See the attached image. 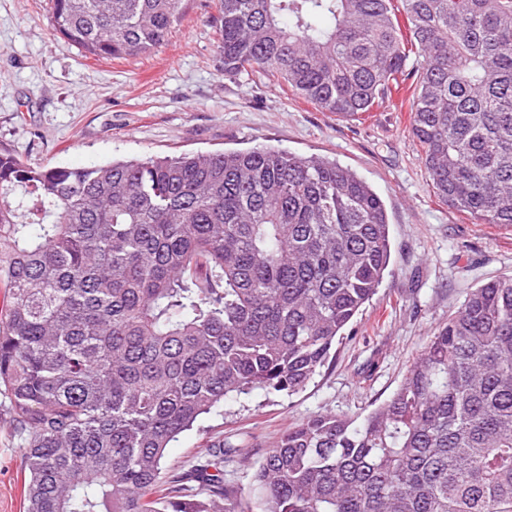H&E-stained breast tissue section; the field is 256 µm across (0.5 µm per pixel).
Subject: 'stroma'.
Masks as SVG:
<instances>
[{
	"mask_svg": "<svg viewBox=\"0 0 512 512\" xmlns=\"http://www.w3.org/2000/svg\"><path fill=\"white\" fill-rule=\"evenodd\" d=\"M215 12V0H182L161 47L107 59L54 29L51 0H0V149L31 163L79 168L271 145L336 160L382 198L390 266L325 366L297 393L256 389L226 401L166 451L165 483L210 448L231 442L246 449L225 461L224 481L240 489L241 512H255L254 467L288 426L378 407L470 289L512 277V227L476 223L433 195L404 94L345 121L274 78H226L210 22ZM23 445L0 395V512H25Z\"/></svg>",
	"mask_w": 512,
	"mask_h": 512,
	"instance_id": "obj_1",
	"label": "stroma"
}]
</instances>
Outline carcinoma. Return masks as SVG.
Segmentation results:
<instances>
[{
  "label": "carcinoma",
  "mask_w": 512,
  "mask_h": 512,
  "mask_svg": "<svg viewBox=\"0 0 512 512\" xmlns=\"http://www.w3.org/2000/svg\"><path fill=\"white\" fill-rule=\"evenodd\" d=\"M217 0L224 76L351 120L410 83L433 193L512 226V0ZM181 0H53L101 58L167 40ZM383 200L352 169L258 145L65 168L0 150V394L26 512H237L212 448L152 497L166 449L225 399L295 393L379 287ZM198 483L192 499L184 480ZM259 512H512V277L474 289L362 417L294 424Z\"/></svg>",
  "instance_id": "obj_1"
}]
</instances>
